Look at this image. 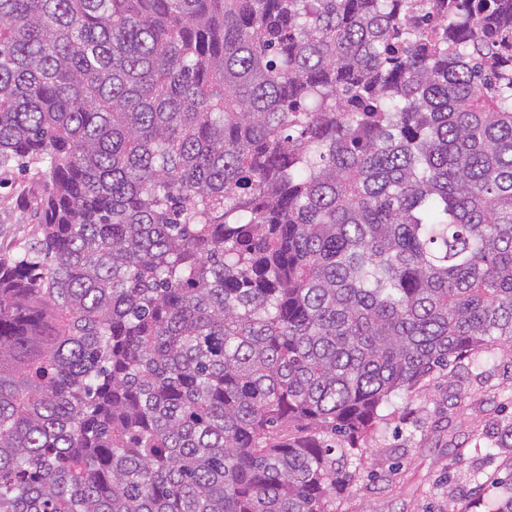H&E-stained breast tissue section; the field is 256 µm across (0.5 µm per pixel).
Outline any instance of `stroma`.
I'll return each instance as SVG.
<instances>
[{"label": "stroma", "mask_w": 512, "mask_h": 512, "mask_svg": "<svg viewBox=\"0 0 512 512\" xmlns=\"http://www.w3.org/2000/svg\"><path fill=\"white\" fill-rule=\"evenodd\" d=\"M27 180L0 173V251L34 234ZM367 454L336 487V512H448L452 503L488 507L512 459L487 436L462 467L445 462L473 432L512 416V355L486 352L451 366L409 396L391 395Z\"/></svg>", "instance_id": "stroma-1"}]
</instances>
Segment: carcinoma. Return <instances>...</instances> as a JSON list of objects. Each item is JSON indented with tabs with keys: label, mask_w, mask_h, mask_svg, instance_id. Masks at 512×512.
<instances>
[{
	"label": "carcinoma",
	"mask_w": 512,
	"mask_h": 512,
	"mask_svg": "<svg viewBox=\"0 0 512 512\" xmlns=\"http://www.w3.org/2000/svg\"><path fill=\"white\" fill-rule=\"evenodd\" d=\"M13 166L0 512H333L512 352V0H0ZM27 178L15 170L0 173V251L8 250L17 238L34 235L36 221L27 207Z\"/></svg>",
	"instance_id": "cac0c4a2"
}]
</instances>
